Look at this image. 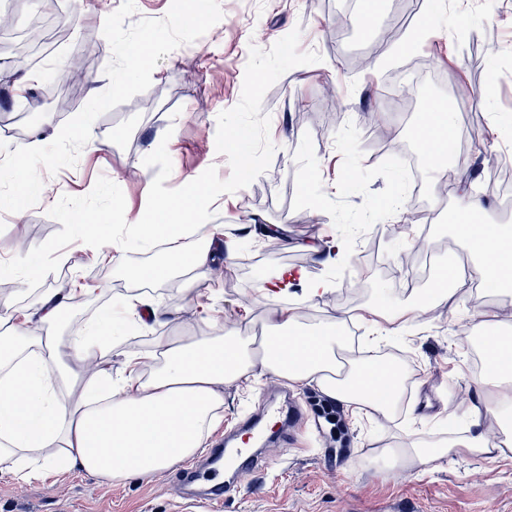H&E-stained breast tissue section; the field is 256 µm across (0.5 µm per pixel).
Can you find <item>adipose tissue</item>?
Wrapping results in <instances>:
<instances>
[{
  "label": "adipose tissue",
  "mask_w": 512,
  "mask_h": 512,
  "mask_svg": "<svg viewBox=\"0 0 512 512\" xmlns=\"http://www.w3.org/2000/svg\"><path fill=\"white\" fill-rule=\"evenodd\" d=\"M418 127L424 142L434 145L430 165L445 168L457 135L450 116L425 113ZM200 197L194 187L182 198L136 217L133 238L139 245H166L164 262L142 268L140 280L160 281L183 269L206 273L214 257L211 246L189 242V227L182 222L189 215L205 226L208 214ZM482 213L477 197L460 196L453 233L476 258L471 277L479 287L488 294L511 296L512 225L480 223ZM460 285L459 278H450L446 286L417 294L408 307L387 311L374 325V334L404 332L417 313L452 300ZM139 302L138 296H130L122 314L79 324L58 336L53 327L79 303L78 294L67 291L52 301H36L45 335L0 331V471L22 481L75 468L111 481L151 478L202 450L205 431L223 403L224 383L246 377L270 374L293 385L313 383L347 410L366 415L386 412L399 397L394 365L367 357L356 359L348 370L339 361L349 342L341 313L302 331L294 314L282 311L254 354L233 331L196 336L183 344L174 336H157L150 351L128 354L125 378L113 379L112 340L124 331L128 312ZM64 349L70 355L66 363L60 360ZM480 352L484 369L476 384L491 390L494 404L474 402L461 436L384 448L379 452L383 461L422 466L461 452L481 458L512 453L511 440L483 425L490 414L503 430L512 429V336L483 334ZM90 354L96 369L85 376L77 366ZM64 391L70 396L66 403L60 399Z\"/></svg>",
  "instance_id": "1"
}]
</instances>
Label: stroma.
Wrapping results in <instances>:
<instances>
[{
	"label": "stroma",
	"instance_id": "1",
	"mask_svg": "<svg viewBox=\"0 0 512 512\" xmlns=\"http://www.w3.org/2000/svg\"><path fill=\"white\" fill-rule=\"evenodd\" d=\"M122 0H0L8 29L0 37V142L13 147L34 138L51 142L91 98L82 88L68 110L45 88L51 77L87 51V78L107 89L111 49L106 17ZM451 24L417 32L437 5ZM223 17L195 42L161 57L150 87L99 116L92 143L75 166L42 173L38 203L18 213L0 211V265L32 262L25 284L1 295L22 330L38 326L36 300L68 281L81 304L59 332L91 322L135 289L169 311V323L146 320L112 356V376H125V355L149 349L153 336H206L246 330L262 336L276 324L279 305L258 299L259 268L303 270L327 279L328 294L309 301L300 285L285 293L298 325L335 312L348 327L371 333L386 308H401L412 293L396 287L414 258L456 254L450 233L456 199L477 195L485 224H512L502 194L488 191L491 173L512 168V0H383L370 30L356 21L348 0H220ZM344 26H337V16ZM400 30L384 42L386 29ZM414 48L400 52L402 41ZM468 80L469 96L455 93L448 71ZM32 74L39 103L23 111L15 81ZM446 103L463 146L446 174L423 168L413 195L401 164L414 142L425 101ZM392 134L385 149L370 131ZM204 199L212 248L233 242L237 261L209 270L212 299L187 291L189 271L141 286L132 254L144 265L162 253L130 240L137 215L188 192ZM106 223L98 245L87 224ZM283 230L270 241L267 228ZM344 240L343 258L330 247ZM319 244L323 256L309 252ZM485 301L476 282L455 298L420 313L403 334L378 346L381 357L404 354L411 378L406 407L360 417L327 401L315 386H292L263 375L224 385V406L210 432L233 428L278 392L288 393L304 418L287 444L269 450L264 471L244 478L213 512H512V454H466L409 469H385L380 448L431 437L462 425L473 403L470 339L483 333L477 319ZM183 490L177 467L147 480L111 482L79 471L20 482L0 472V512H179Z\"/></svg>",
	"mask_w": 512,
	"mask_h": 512
}]
</instances>
